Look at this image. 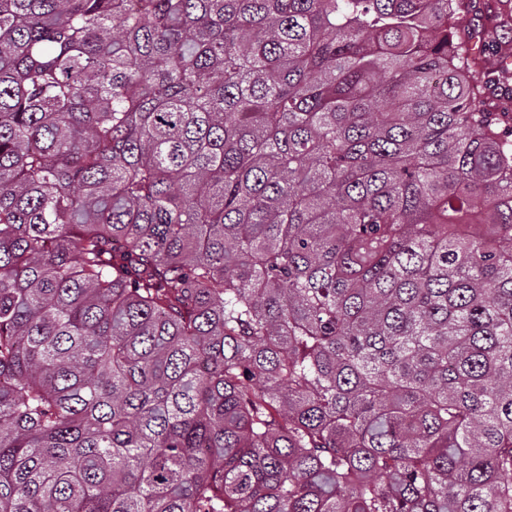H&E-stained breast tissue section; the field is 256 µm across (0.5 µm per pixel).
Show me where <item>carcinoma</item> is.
Segmentation results:
<instances>
[{
    "mask_svg": "<svg viewBox=\"0 0 512 512\" xmlns=\"http://www.w3.org/2000/svg\"><path fill=\"white\" fill-rule=\"evenodd\" d=\"M467 8L0 0V512H512Z\"/></svg>",
    "mask_w": 512,
    "mask_h": 512,
    "instance_id": "1",
    "label": "carcinoma"
}]
</instances>
